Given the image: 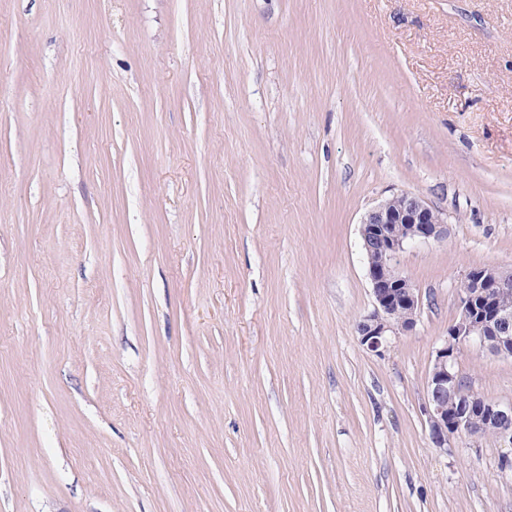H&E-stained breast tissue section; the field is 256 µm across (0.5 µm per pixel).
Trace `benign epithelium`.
I'll return each mask as SVG.
<instances>
[{"label":"benign epithelium","mask_w":512,"mask_h":512,"mask_svg":"<svg viewBox=\"0 0 512 512\" xmlns=\"http://www.w3.org/2000/svg\"><path fill=\"white\" fill-rule=\"evenodd\" d=\"M448 235V213L417 195L394 194L368 210L360 237L366 254V278L373 308L357 324L360 344L381 354L391 337L413 331L422 307V294L399 269L407 246L438 241ZM512 274L494 268H471L459 287V316L436 348L423 413L433 447L448 450L456 436L490 431L512 441V403L488 401L460 385L457 356L475 346L497 356L512 357ZM460 396L448 409V397Z\"/></svg>","instance_id":"obj_1"}]
</instances>
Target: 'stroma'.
Returning <instances> with one entry per match:
<instances>
[{
    "label": "stroma",
    "mask_w": 512,
    "mask_h": 512,
    "mask_svg": "<svg viewBox=\"0 0 512 512\" xmlns=\"http://www.w3.org/2000/svg\"><path fill=\"white\" fill-rule=\"evenodd\" d=\"M415 194L383 354L359 223ZM512 273V0H0V512H512L433 448L434 351ZM486 400L512 359L462 350Z\"/></svg>",
    "instance_id": "stroma-1"
}]
</instances>
